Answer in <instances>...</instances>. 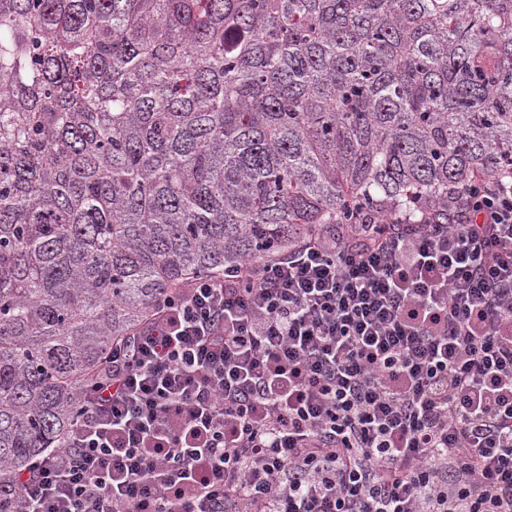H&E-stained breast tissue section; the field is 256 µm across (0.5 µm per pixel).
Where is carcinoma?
<instances>
[{"instance_id": "carcinoma-1", "label": "carcinoma", "mask_w": 512, "mask_h": 512, "mask_svg": "<svg viewBox=\"0 0 512 512\" xmlns=\"http://www.w3.org/2000/svg\"><path fill=\"white\" fill-rule=\"evenodd\" d=\"M512 179V0H0V512L158 296Z\"/></svg>"}]
</instances>
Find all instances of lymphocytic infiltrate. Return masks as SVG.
Instances as JSON below:
<instances>
[{
  "mask_svg": "<svg viewBox=\"0 0 512 512\" xmlns=\"http://www.w3.org/2000/svg\"><path fill=\"white\" fill-rule=\"evenodd\" d=\"M456 202L162 298L23 512H512V183Z\"/></svg>",
  "mask_w": 512,
  "mask_h": 512,
  "instance_id": "1",
  "label": "lymphocytic infiltrate"
}]
</instances>
